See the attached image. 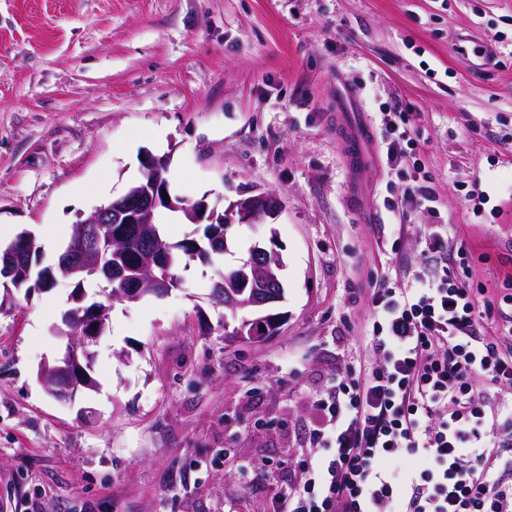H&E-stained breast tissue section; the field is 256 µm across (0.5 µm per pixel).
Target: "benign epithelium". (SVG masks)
<instances>
[{"instance_id": "benign-epithelium-1", "label": "benign epithelium", "mask_w": 512, "mask_h": 512, "mask_svg": "<svg viewBox=\"0 0 512 512\" xmlns=\"http://www.w3.org/2000/svg\"><path fill=\"white\" fill-rule=\"evenodd\" d=\"M169 157L155 156L146 150L141 156L142 177L128 187L120 197L85 217L77 216L76 232L60 258L63 277L85 279L96 277L110 284L119 283L118 299L133 298L154 286V292L165 294L179 284H170L167 269L170 256L164 244L147 232L153 223L155 210L168 205L185 214L192 224L206 220L214 225L209 232L212 246L218 247L226 238L220 225L263 224L276 218L284 203L274 193L260 192L230 203L219 214L208 211L203 200H187L176 205L170 199L169 183L161 179ZM34 234L23 231L0 249V276L11 282L20 280V273L30 268ZM281 253L273 247L255 246L250 262L238 272L235 284L224 288L218 304L233 315L247 313L236 327V335L255 337L279 333L287 316L279 314L272 328L256 332L253 318L273 304L283 301L276 288L282 270ZM107 312L100 305L84 306L77 317L67 314L59 335L64 338V350L53 362L39 368L38 381L56 398L74 401L78 394L93 386L88 370L92 369L91 347L103 333Z\"/></svg>"}]
</instances>
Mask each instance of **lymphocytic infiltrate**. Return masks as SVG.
Instances as JSON below:
<instances>
[{"mask_svg":"<svg viewBox=\"0 0 512 512\" xmlns=\"http://www.w3.org/2000/svg\"><path fill=\"white\" fill-rule=\"evenodd\" d=\"M388 211L437 210L425 167ZM406 287L377 276L363 361L317 400L324 424L302 477L272 512H512V298H487L455 272L444 225L421 238Z\"/></svg>","mask_w":512,"mask_h":512,"instance_id":"obj_1","label":"lymphocytic infiltrate"}]
</instances>
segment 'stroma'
<instances>
[{"label": "stroma", "mask_w": 512, "mask_h": 512, "mask_svg": "<svg viewBox=\"0 0 512 512\" xmlns=\"http://www.w3.org/2000/svg\"><path fill=\"white\" fill-rule=\"evenodd\" d=\"M393 110L439 198L400 240L384 202L408 176L379 140L353 171L336 138ZM146 150L216 210L256 189L285 207L233 225L180 287L114 303L97 387L72 402L37 371L62 347L74 280L0 285V512H270L322 425L316 395L362 343L374 275L404 287L444 224L473 286L512 278V0H0V243L61 226L41 247L55 264L77 214L122 195ZM483 192L497 210L477 217ZM273 239L288 320L227 336L213 285Z\"/></svg>", "instance_id": "1"}]
</instances>
